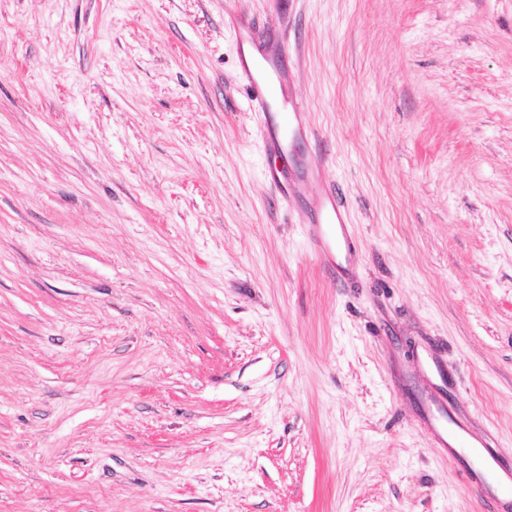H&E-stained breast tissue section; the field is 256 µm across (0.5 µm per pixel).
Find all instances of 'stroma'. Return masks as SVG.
I'll return each instance as SVG.
<instances>
[{"mask_svg":"<svg viewBox=\"0 0 512 512\" xmlns=\"http://www.w3.org/2000/svg\"><path fill=\"white\" fill-rule=\"evenodd\" d=\"M452 419L512 475V0H0V512H512ZM241 80L255 92V100L265 116L264 137L271 151L283 152L284 146L293 134L300 131L301 103L297 99H285L284 111L270 116L266 106L270 98L278 95L277 82H259L257 69L253 65H242L239 71ZM320 209L322 222L325 223L311 224V237L318 253L325 260H330L334 257L332 250L334 239L336 241V248L340 247L339 243L341 239L346 243L347 233L344 211L341 206L334 201L332 196L328 201L321 203Z\"/></svg>","mask_w":512,"mask_h":512,"instance_id":"stroma-1","label":"stroma"}]
</instances>
